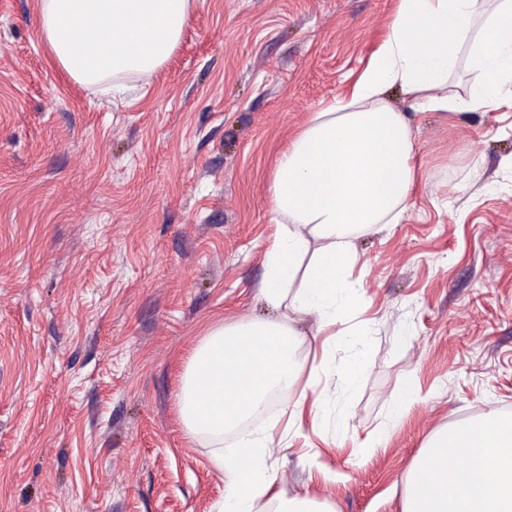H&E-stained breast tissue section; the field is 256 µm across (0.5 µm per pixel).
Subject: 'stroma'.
Here are the masks:
<instances>
[{
    "instance_id": "obj_1",
    "label": "stroma",
    "mask_w": 512,
    "mask_h": 512,
    "mask_svg": "<svg viewBox=\"0 0 512 512\" xmlns=\"http://www.w3.org/2000/svg\"><path fill=\"white\" fill-rule=\"evenodd\" d=\"M395 6L191 0L172 57L114 91L51 64L39 0H0V512H219L210 441L180 417L184 364L221 321L274 316L276 158ZM385 100L411 114L410 206L356 239L361 295L335 325L291 316L301 379L322 372L275 486L331 512H403L439 430L512 415V105Z\"/></svg>"
}]
</instances>
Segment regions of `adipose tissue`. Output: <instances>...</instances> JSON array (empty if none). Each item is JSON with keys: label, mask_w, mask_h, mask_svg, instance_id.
Returning <instances> with one entry per match:
<instances>
[{"label": "adipose tissue", "mask_w": 512, "mask_h": 512, "mask_svg": "<svg viewBox=\"0 0 512 512\" xmlns=\"http://www.w3.org/2000/svg\"><path fill=\"white\" fill-rule=\"evenodd\" d=\"M191 0H40V31L52 64L71 79L156 70L175 52ZM95 44H87V33ZM478 79L468 98L438 91L458 58ZM400 86L416 111L453 115L512 101V0H397L389 30L349 97L313 114L279 152L272 180L277 236L267 252L260 298L273 309L318 316L359 296L349 278L354 239L377 224L400 223L420 166L409 118L383 96ZM319 249H311V240ZM301 340L287 317L219 325L186 362L178 393L182 424L212 439L225 476L224 512H319L307 498L275 488L279 450L272 432L241 437L223 451L224 431L256 414L271 390L296 389ZM466 462L448 468L449 454ZM404 512H512V417L490 413L436 433L407 478Z\"/></svg>", "instance_id": "obj_1"}]
</instances>
